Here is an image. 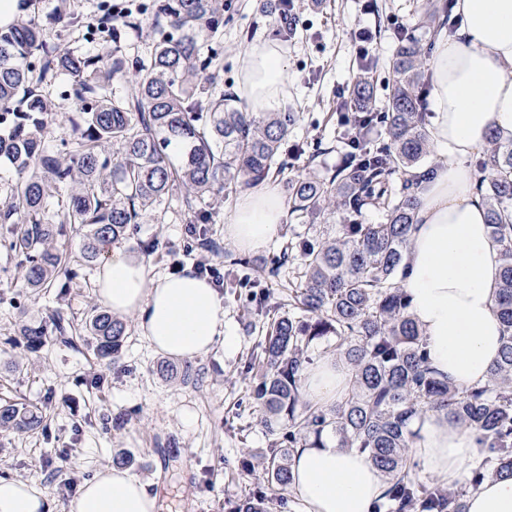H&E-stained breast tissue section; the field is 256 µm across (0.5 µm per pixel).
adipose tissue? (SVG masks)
Returning <instances> with one entry per match:
<instances>
[{"mask_svg":"<svg viewBox=\"0 0 512 512\" xmlns=\"http://www.w3.org/2000/svg\"><path fill=\"white\" fill-rule=\"evenodd\" d=\"M459 31L441 36L431 62L432 136L446 155L421 203L404 257V291L423 336L430 366L440 377L468 387L485 382L500 357L503 330L493 311L501 274L500 249L490 236L485 204L473 191L472 159L492 131L512 134V0H457ZM287 77L276 45L253 48L243 66L241 92L250 108L279 102ZM285 205L264 179L235 205L224 233L253 251L277 234ZM96 294L115 314L137 315L153 348L178 359L207 354L216 343L233 349L224 333V299L192 268L154 276L134 256L110 252L100 264ZM345 364L327 357L306 374L310 399L333 404L349 383ZM413 460L421 471L452 485L477 455L471 432L446 413L417 418ZM291 491L301 512H370L386 479L357 450L330 439L292 457ZM149 482L106 467L85 482L69 512H156ZM0 512H50L45 495L28 482L0 478ZM467 512H512V477L486 480L467 500Z\"/></svg>","mask_w":512,"mask_h":512,"instance_id":"1","label":"adipose tissue"}]
</instances>
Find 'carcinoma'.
I'll list each match as a JSON object with an SVG mask.
<instances>
[{
  "mask_svg": "<svg viewBox=\"0 0 512 512\" xmlns=\"http://www.w3.org/2000/svg\"><path fill=\"white\" fill-rule=\"evenodd\" d=\"M155 33L146 62L120 54L124 30L105 18L112 32V61L51 44L38 18L20 12L0 26V160L15 173L0 206L8 252L21 268L20 287L53 288L67 261L60 240L67 228L85 239L81 260L97 261L105 248L130 238L144 215L176 198L195 215L196 235H207V199H229L238 190L288 169L282 146L296 125V112H253L220 86V59L206 36L224 28V0H153ZM416 26L429 40L449 26L448 4L415 10ZM62 28L77 23L70 0H58L50 17ZM391 61L394 81L387 111L375 108L367 78L353 84L358 112L342 116L356 130L343 167L328 178L288 179V204L307 224L342 223L334 233L290 243L270 273L293 257L290 285L295 312L272 319L256 346L261 373L250 398L267 438L265 481L288 506L289 459L297 449L328 436L338 448L365 453L386 476L388 487L371 512H466L467 499L490 477H512V134L490 136L476 164L492 238L501 247L502 272L494 311L506 336L501 355L481 385L458 387L428 365L426 342L409 310L402 261L420 204L417 166L430 153L420 82L427 45L400 32ZM65 78L63 94L80 102V133H54L51 87ZM121 83L118 94L113 85ZM387 139H367L375 125ZM402 177L400 189L389 177ZM63 188L68 201L53 208ZM373 210L381 224L360 217ZM49 324L89 338L94 355L117 364L126 323L97 307L82 327L56 310ZM47 327L22 324L18 336L29 348L44 343ZM336 354L351 370V385L326 408L307 397L304 375L315 347ZM428 410L443 411L470 429L478 458L456 488L419 474L409 449L411 421ZM51 405L3 400L0 430L30 433L44 427ZM267 496L255 488L233 512H268Z\"/></svg>",
  "mask_w": 512,
  "mask_h": 512,
  "instance_id": "carcinoma-1",
  "label": "carcinoma"
}]
</instances>
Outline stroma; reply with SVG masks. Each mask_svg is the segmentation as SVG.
<instances>
[{"instance_id":"obj_1","label":"stroma","mask_w":512,"mask_h":512,"mask_svg":"<svg viewBox=\"0 0 512 512\" xmlns=\"http://www.w3.org/2000/svg\"><path fill=\"white\" fill-rule=\"evenodd\" d=\"M224 34L217 49L224 71V90L240 93L247 53L265 41H277L288 70L286 111L299 115L284 147L291 166L277 177L285 188L292 176L326 178L345 161L349 128L341 121L351 88L362 72L353 51L354 35L367 29L372 37L374 67L367 72L378 103H385L393 82L390 59L400 29L415 31L414 0H295L296 27L280 39L279 22L268 0H224ZM100 0H71L80 23L70 31L48 24L56 0H33L29 11L46 21L49 42L77 53L107 54L112 41L96 26ZM235 200L211 205L208 236L213 251L200 248L188 231L192 214L175 200L163 201L147 214L136 232L122 243L124 253L143 259L154 274L180 271L198 263L226 273L238 262L244 286L222 289L224 331L237 347L216 344L194 358L203 380L193 385L167 379L157 371L163 354L142 336L136 315H126L127 335L118 367L97 362L86 343L70 348L47 337L37 350L14 344L20 320L37 322L60 309L83 319L98 300V268L71 262L72 282L58 289L33 292L19 285L17 261L0 250V400L21 398L33 405L52 402L45 430L17 434L0 431V478H18L39 488L54 512H67L81 486L120 454L133 458L128 470L152 482L159 512H227L257 486L268 498L275 488L263 477H241L234 464L244 454L261 456L267 438L248 404L253 351L267 330L268 315L288 313L289 266L270 275L271 260L287 245L326 233L327 225L305 224L286 215L274 240L254 251L239 250L224 235ZM265 293L266 314H258L253 282ZM100 384H93V377Z\"/></svg>"}]
</instances>
